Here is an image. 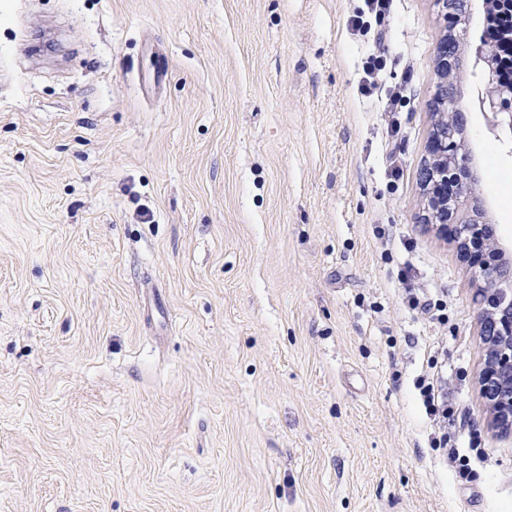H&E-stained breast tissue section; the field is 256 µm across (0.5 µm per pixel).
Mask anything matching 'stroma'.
<instances>
[{
    "label": "stroma",
    "instance_id": "1",
    "mask_svg": "<svg viewBox=\"0 0 512 512\" xmlns=\"http://www.w3.org/2000/svg\"><path fill=\"white\" fill-rule=\"evenodd\" d=\"M364 8L0 0V512H512L481 283L421 222L445 21L393 0L366 98ZM487 14L451 79L512 259ZM383 59L381 55H371L367 58V61L363 65L362 84L360 90L362 95L370 94V91L378 84L380 78V72L382 71ZM418 387L427 413L439 420H448V397L442 389L439 372L420 379Z\"/></svg>",
    "mask_w": 512,
    "mask_h": 512
}]
</instances>
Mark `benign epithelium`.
I'll return each mask as SVG.
<instances>
[{
  "instance_id": "benign-epithelium-1",
  "label": "benign epithelium",
  "mask_w": 512,
  "mask_h": 512,
  "mask_svg": "<svg viewBox=\"0 0 512 512\" xmlns=\"http://www.w3.org/2000/svg\"><path fill=\"white\" fill-rule=\"evenodd\" d=\"M464 0H436L447 22L461 19L459 4ZM439 78L432 101L442 118L437 120L430 139L429 163L421 167L419 179L428 189L424 220L443 229L457 225L463 249L483 245L491 253L480 266L492 287L480 293V335L486 370L480 378L483 398L492 414V424L504 433H512V265L498 260L501 248L495 240L482 238L484 230L483 196L480 177L473 159L463 152L456 138L461 119L455 114L457 90L448 76L461 59L448 53V40L439 43L436 52ZM480 110L492 115L491 126L501 125L499 116L512 107V87L497 90V97L478 99Z\"/></svg>"
}]
</instances>
